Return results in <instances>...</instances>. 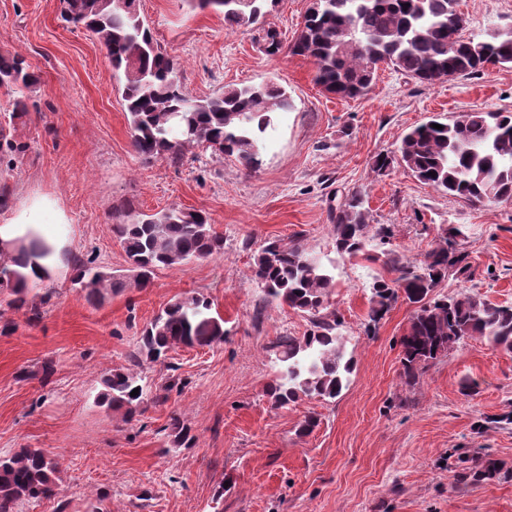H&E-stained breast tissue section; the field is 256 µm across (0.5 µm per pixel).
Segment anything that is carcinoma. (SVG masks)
Listing matches in <instances>:
<instances>
[{
  "label": "carcinoma",
  "instance_id": "obj_1",
  "mask_svg": "<svg viewBox=\"0 0 512 512\" xmlns=\"http://www.w3.org/2000/svg\"><path fill=\"white\" fill-rule=\"evenodd\" d=\"M201 10L224 15L230 28L255 24L266 0H187ZM458 0H313L289 53L313 60L314 81L340 99L360 98L375 83L379 65L421 84L435 86L469 76L489 66L512 65V28L486 39L472 37L465 46L452 39ZM63 17L84 26L106 51L112 69L123 71L122 99L135 151L146 160L165 156L180 160L183 150L204 144L232 157L250 170L260 165L267 130L274 114L291 107L287 91L275 84L227 86L205 99L189 97L179 79V63L154 43L142 16L124 8L121 0H64ZM38 84V77L17 55H0V87ZM443 129L438 130L434 125ZM399 163L420 182L472 203L512 201V112H464L454 119L435 117L405 132L397 154L380 153L373 167L385 171ZM436 176H431V173ZM130 263L142 283L160 268L224 254V236L207 216L168 208L114 225ZM390 231L381 224L370 230L361 194L351 193L336 207L333 235L336 252L355 256L369 240L386 241ZM51 253L42 240L20 244L0 259V288L10 290L9 306L26 305L30 274L50 276L39 263ZM467 255L446 241L418 266L392 265L396 277L373 287L372 320H377L399 296L417 309L400 340L404 373L419 369L470 336L512 353V305L492 304L480 295L460 291L436 293L451 272L467 266ZM78 283L95 296L105 283L117 281L75 257ZM254 278L266 294L312 316L305 336H278L271 343L278 366L274 403L285 406L303 397L334 399L352 371L336 336V315L326 314L325 297L333 276L320 258L298 242H271L254 256ZM202 297L178 298L146 326L141 352L155 362L176 346H212L224 342V320L211 315ZM100 403L127 407L132 416L150 396L141 375L114 369L104 379ZM139 389L136 396L131 395ZM58 460L41 449L25 448L0 458V512H17L24 501L54 496L53 475Z\"/></svg>",
  "mask_w": 512,
  "mask_h": 512
}]
</instances>
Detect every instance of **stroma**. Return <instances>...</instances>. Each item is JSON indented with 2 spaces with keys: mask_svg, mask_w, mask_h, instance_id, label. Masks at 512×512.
<instances>
[{
  "mask_svg": "<svg viewBox=\"0 0 512 512\" xmlns=\"http://www.w3.org/2000/svg\"><path fill=\"white\" fill-rule=\"evenodd\" d=\"M311 3L276 0L258 24L233 30L185 0H137L155 42L180 60L189 96L268 81L288 91L292 106L251 171L203 145L175 163L142 160L122 80L97 39L62 19L60 0H0V54L23 55L40 77L30 89L0 88V133L21 146H0V225L47 200L44 233L59 245L50 279L29 285L40 319L0 293V456L35 448L59 460L54 497L19 512H512V353L469 337L410 385L399 340L414 305L400 298L371 316L373 282L393 279L392 264H420L447 237L468 267L439 293L512 304V202L473 204L401 166L373 168L435 115L512 111V66L435 86L384 67L367 96L339 99L315 84L310 59L285 49ZM460 10L467 37L512 27V0H460ZM270 32L283 51L266 52ZM20 96L28 117L6 123ZM353 191L392 237L348 257L336 252L330 211ZM173 206L207 215L224 253L156 270L140 287L113 227ZM274 240L334 263L328 308L353 361L334 399L273 404L272 341L312 327L253 276L255 254ZM86 255L123 288L88 300L73 262ZM191 295L223 318V343L136 364L143 328ZM118 368L142 371L153 389L174 387L128 418L98 401ZM309 415L319 424L299 435ZM175 417L188 444L173 441Z\"/></svg>",
  "mask_w": 512,
  "mask_h": 512,
  "instance_id": "obj_1",
  "label": "stroma"
}]
</instances>
